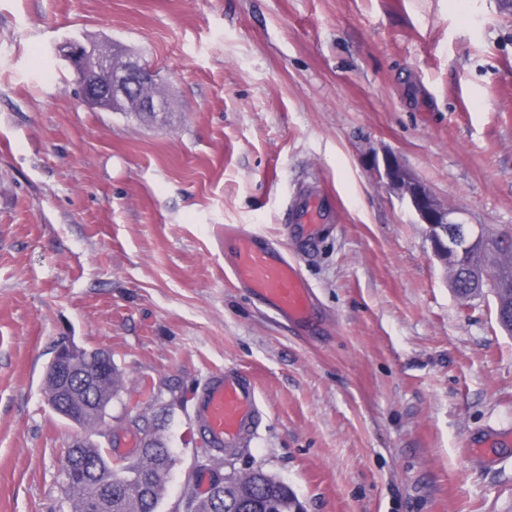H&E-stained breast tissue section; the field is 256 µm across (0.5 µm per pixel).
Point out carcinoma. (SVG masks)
<instances>
[{"instance_id": "carcinoma-1", "label": "carcinoma", "mask_w": 512, "mask_h": 512, "mask_svg": "<svg viewBox=\"0 0 512 512\" xmlns=\"http://www.w3.org/2000/svg\"><path fill=\"white\" fill-rule=\"evenodd\" d=\"M512 253L509 244H498L489 250L474 249L465 256L467 264L483 266L494 272L499 279V292L502 298L512 302V265L497 267L499 257ZM122 375L117 367H112V383L100 385L86 393L90 402L78 411L64 407L51 396L52 384L46 383L48 405L63 416L73 418L79 425L93 431L101 424L112 398L120 391ZM67 456L78 459V465L71 472V482L66 491L71 501L72 512H88L90 503L101 497L109 487L119 488L110 501H102L101 512H158L161 495L174 465L175 459L161 438L145 449L136 462L117 461L93 442H84L80 448H70ZM244 490L258 499L271 498L275 501L276 512H292L297 498L283 480L266 473L261 468L252 470L250 483ZM186 512H239L224 501V491L200 496L193 489L186 492Z\"/></svg>"}]
</instances>
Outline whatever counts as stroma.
Masks as SVG:
<instances>
[{
    "mask_svg": "<svg viewBox=\"0 0 512 512\" xmlns=\"http://www.w3.org/2000/svg\"><path fill=\"white\" fill-rule=\"evenodd\" d=\"M116 41L171 109L86 105L59 49ZM395 154L442 203L512 231V9L504 0H0V512H71L80 427L49 407L71 341L108 352L114 425L147 415L180 512L207 373L254 380L256 467L305 512H512V334L456 297L425 225L371 168ZM315 181L340 222L299 258L322 321L289 325L227 273L211 229L278 247Z\"/></svg>",
    "mask_w": 512,
    "mask_h": 512,
    "instance_id": "obj_1",
    "label": "stroma"
}]
</instances>
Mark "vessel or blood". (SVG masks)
Here are the masks:
<instances>
[{"mask_svg":"<svg viewBox=\"0 0 512 512\" xmlns=\"http://www.w3.org/2000/svg\"><path fill=\"white\" fill-rule=\"evenodd\" d=\"M338 221L333 196L317 183L303 184L288 200V238L301 252L315 249ZM223 236L231 274L255 299L295 326L311 329L318 325L312 289L287 252L237 225H225ZM264 416L254 382L234 369L210 372L195 397V425L219 451L231 453L246 447Z\"/></svg>","mask_w":512,"mask_h":512,"instance_id":"b4317fda","label":"vessel or blood"}]
</instances>
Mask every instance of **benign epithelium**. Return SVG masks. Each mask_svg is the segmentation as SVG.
Here are the masks:
<instances>
[{
  "label": "benign epithelium",
  "instance_id": "benign-epithelium-1",
  "mask_svg": "<svg viewBox=\"0 0 512 512\" xmlns=\"http://www.w3.org/2000/svg\"><path fill=\"white\" fill-rule=\"evenodd\" d=\"M63 56L73 68L80 84L81 96L88 105L114 112L160 114L170 110L168 95L160 91L146 94L143 89L156 86V72L129 50L107 40L82 44L68 42ZM373 169L393 190L428 230L431 253L455 292L464 289L479 293L485 289L496 293L488 273L475 265L463 266L460 256L475 243H484L487 235L478 224H471L462 212L442 204L431 191L400 163L393 154L373 159ZM105 352L83 353L75 344L60 345L47 369V377L55 383L61 399L75 391L72 378L79 363H85L84 382L93 386L112 379Z\"/></svg>",
  "mask_w": 512,
  "mask_h": 512
}]
</instances>
